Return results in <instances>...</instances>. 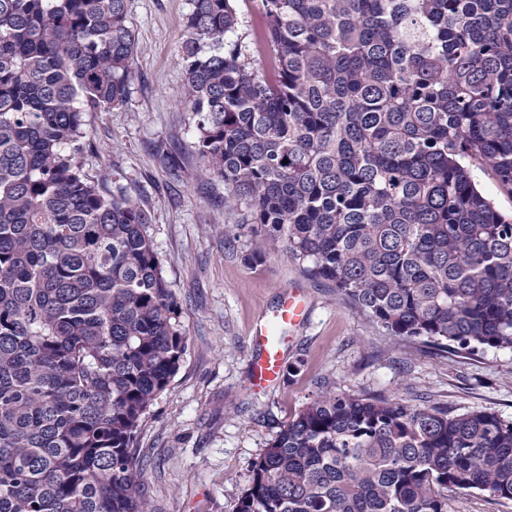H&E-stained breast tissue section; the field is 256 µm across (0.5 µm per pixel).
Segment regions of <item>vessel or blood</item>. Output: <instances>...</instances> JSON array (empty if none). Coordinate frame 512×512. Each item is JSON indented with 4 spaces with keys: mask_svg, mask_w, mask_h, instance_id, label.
Returning a JSON list of instances; mask_svg holds the SVG:
<instances>
[{
    "mask_svg": "<svg viewBox=\"0 0 512 512\" xmlns=\"http://www.w3.org/2000/svg\"><path fill=\"white\" fill-rule=\"evenodd\" d=\"M309 316V303L299 289L283 290L272 315L260 316L250 336L255 352L252 358V383L265 388L277 385L284 374V333L302 326Z\"/></svg>",
    "mask_w": 512,
    "mask_h": 512,
    "instance_id": "obj_1",
    "label": "vessel or blood"
}]
</instances>
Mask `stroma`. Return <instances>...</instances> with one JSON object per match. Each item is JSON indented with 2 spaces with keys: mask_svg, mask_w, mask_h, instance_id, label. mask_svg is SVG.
I'll return each instance as SVG.
<instances>
[{
  "mask_svg": "<svg viewBox=\"0 0 512 512\" xmlns=\"http://www.w3.org/2000/svg\"><path fill=\"white\" fill-rule=\"evenodd\" d=\"M128 8L138 38L129 98L86 107L81 164L150 210L187 336L180 367L138 437L152 512H237L253 462L324 388L512 419L511 351L430 352L388 335L328 281L305 275L287 253L266 250L261 235L225 239V225L240 223L244 210L225 204L223 181L206 171L182 101L190 2L129 0ZM238 9V43L265 68L261 0H239ZM285 286L302 289L311 304L306 325L287 336L286 362L298 371L256 389L249 331Z\"/></svg>",
  "mask_w": 512,
  "mask_h": 512,
  "instance_id": "1",
  "label": "stroma"
}]
</instances>
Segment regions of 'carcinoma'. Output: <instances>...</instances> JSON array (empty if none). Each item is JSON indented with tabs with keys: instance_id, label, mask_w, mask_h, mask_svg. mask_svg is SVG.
<instances>
[{
	"instance_id": "obj_1",
	"label": "carcinoma",
	"mask_w": 512,
	"mask_h": 512,
	"mask_svg": "<svg viewBox=\"0 0 512 512\" xmlns=\"http://www.w3.org/2000/svg\"><path fill=\"white\" fill-rule=\"evenodd\" d=\"M190 0L181 65L225 202L389 335L512 350V0ZM128 0H0V512H151L137 438L186 336L151 214L89 178L84 107L128 99ZM512 500V419L322 391L237 512H448ZM240 11L241 24L237 29L235 39L238 40L242 50L255 60L256 67L264 70L267 58L260 49L265 39V25L260 0H240L237 2ZM472 174L479 190L490 198L503 214L512 215V197L498 189L494 177L478 168H474ZM449 512H512V501L498 499L488 492L468 494L448 492Z\"/></svg>"
}]
</instances>
